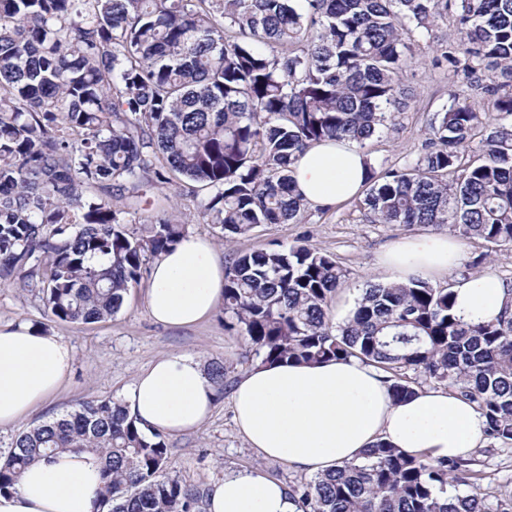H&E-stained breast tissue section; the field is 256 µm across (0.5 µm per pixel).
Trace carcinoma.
I'll return each instance as SVG.
<instances>
[{"mask_svg":"<svg viewBox=\"0 0 512 512\" xmlns=\"http://www.w3.org/2000/svg\"><path fill=\"white\" fill-rule=\"evenodd\" d=\"M449 16L460 39L434 65L484 72V94L512 118V0H0V281L37 291L62 322L117 314L185 227L136 202L112 207L114 188L192 182L198 216L226 237L303 222L294 162L320 141L363 146L390 128L412 37ZM362 213L511 247L512 123L449 90L425 153L370 170ZM225 270L224 321L261 362L355 358L397 398L429 382L475 404L491 445H512L511 311L467 324L451 286L412 278L368 284L335 326L349 272L303 240L238 252ZM66 450L101 460L95 512H202L207 490L167 473L163 433L110 399L18 433L0 450V493ZM483 466L379 441L289 489L302 512H512V492H481Z\"/></svg>","mask_w":512,"mask_h":512,"instance_id":"carcinoma-1","label":"carcinoma"}]
</instances>
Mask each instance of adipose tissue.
I'll return each mask as SVG.
<instances>
[{
    "instance_id": "obj_1",
    "label": "adipose tissue",
    "mask_w": 512,
    "mask_h": 512,
    "mask_svg": "<svg viewBox=\"0 0 512 512\" xmlns=\"http://www.w3.org/2000/svg\"><path fill=\"white\" fill-rule=\"evenodd\" d=\"M369 159L355 143L325 140L294 166L296 188L312 208L330 210L365 183ZM462 245L448 236L412 237L390 246L383 266L397 282L458 267ZM223 261L213 245L185 237L152 266L146 306L168 328L192 326L224 297ZM455 313L465 323L494 319L512 305V286L489 273L454 287ZM72 351L61 338L21 323L0 328V427L17 424L44 405L67 379ZM215 391L201 361L186 354L154 360L128 396L143 427L182 434L199 427L214 408ZM236 425L250 448L289 467L318 474L358 459L384 440L425 460L466 457L484 447L486 420L476 407L441 389L394 398L374 367L356 359L258 364L231 392ZM99 459L65 451L39 460L14 491L0 494V512H93L101 487ZM207 512H301L287 485L261 468L225 471L213 484Z\"/></svg>"
}]
</instances>
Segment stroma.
Returning a JSON list of instances; mask_svg holds the SVG:
<instances>
[{"label": "stroma", "mask_w": 512, "mask_h": 512, "mask_svg": "<svg viewBox=\"0 0 512 512\" xmlns=\"http://www.w3.org/2000/svg\"><path fill=\"white\" fill-rule=\"evenodd\" d=\"M451 21L440 22L432 34L419 37L408 70L411 96L398 113L394 128L367 141L364 150L376 170L403 168L425 151L424 129L434 113L448 100L452 79L447 68L433 67L436 44L455 40ZM144 200L154 207H173L185 223L187 234L210 240L220 258L234 251L265 249L274 244L288 246L298 238L335 255L349 272L336 294L334 322H342L355 307L368 283H389L392 275L381 267L383 252L395 242L419 235H446L449 226L424 224H368L359 199H352L327 213L311 211L304 224H263L250 236L224 242L218 229L199 219L185 182L155 184L144 188ZM146 287L132 288L119 313L95 323H66L45 316L41 303L9 284L0 285V327L17 323L41 325L71 347L72 371L54 398L14 426L0 429V448L8 447L19 431L69 409L82 400L112 398L126 400L136 376L152 361L169 354H190L202 362L223 361L229 382L254 364L247 339L224 326V311L216 309L206 320L189 328L171 329L156 323L145 304ZM172 454L170 474L184 482L209 487L225 471L259 467L284 484L302 479V472L273 459H264L250 448L234 421L229 395L215 402L211 415L196 430L169 437Z\"/></svg>", "instance_id": "obj_1"}]
</instances>
